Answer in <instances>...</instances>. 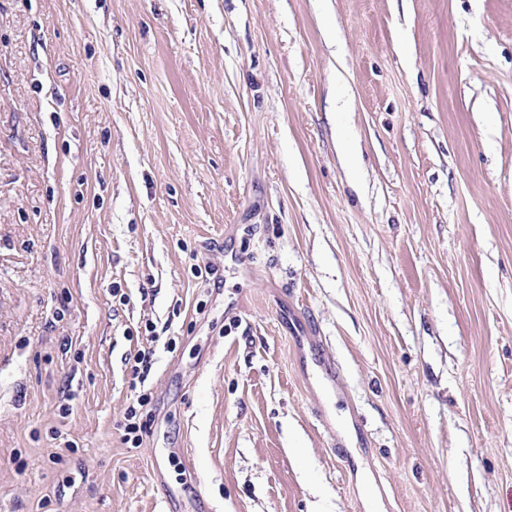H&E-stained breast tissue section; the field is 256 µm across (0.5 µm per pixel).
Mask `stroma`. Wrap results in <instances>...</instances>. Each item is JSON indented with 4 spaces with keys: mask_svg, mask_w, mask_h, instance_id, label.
<instances>
[{
    "mask_svg": "<svg viewBox=\"0 0 512 512\" xmlns=\"http://www.w3.org/2000/svg\"><path fill=\"white\" fill-rule=\"evenodd\" d=\"M0 512H512V0H0ZM153 355L154 350L151 347H143V349H138L134 355H130L126 359L127 364L130 365L133 380L138 379L140 383L145 380L151 368V358ZM135 403L139 407H144L150 403V397L146 393H139L135 395ZM133 403L132 406L128 407L126 416L124 417V422H121L117 425V430L120 433L121 440L123 444L127 445L129 448H138L141 447L143 442V433L146 432V422L140 421V417H138V407Z\"/></svg>",
    "mask_w": 512,
    "mask_h": 512,
    "instance_id": "obj_1",
    "label": "stroma"
}]
</instances>
